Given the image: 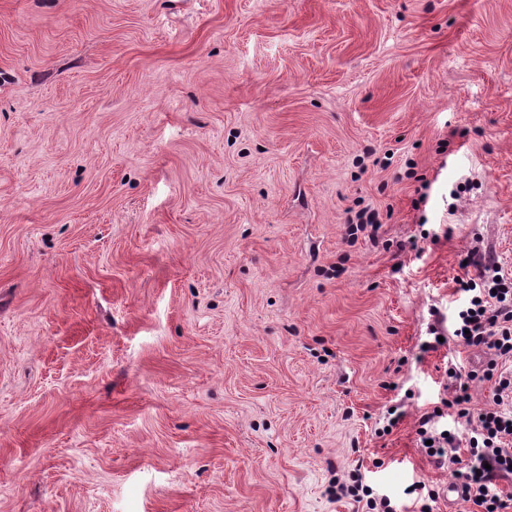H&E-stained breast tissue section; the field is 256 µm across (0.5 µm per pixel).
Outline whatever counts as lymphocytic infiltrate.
I'll return each mask as SVG.
<instances>
[{"label":"lymphocytic infiltrate","instance_id":"f902f5d3","mask_svg":"<svg viewBox=\"0 0 512 512\" xmlns=\"http://www.w3.org/2000/svg\"><path fill=\"white\" fill-rule=\"evenodd\" d=\"M468 303L459 311L453 340L482 353V371L455 380L440 407L423 412L416 433L436 467L448 468L463 502L475 512H512V496L500 482L512 480V273L497 261L479 264L475 276L456 282ZM490 383L492 403L477 411L471 406V385ZM451 414L470 426L467 452H459L454 435L436 427L437 418Z\"/></svg>","mask_w":512,"mask_h":512}]
</instances>
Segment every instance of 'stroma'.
I'll return each mask as SVG.
<instances>
[{
  "label": "stroma",
  "mask_w": 512,
  "mask_h": 512,
  "mask_svg": "<svg viewBox=\"0 0 512 512\" xmlns=\"http://www.w3.org/2000/svg\"><path fill=\"white\" fill-rule=\"evenodd\" d=\"M484 253L512 0H0V512H409ZM349 477V482L336 485L337 497L351 498L359 504L358 506L363 503L362 508L365 507L367 510H362V512H396L391 506L389 497L375 495L372 486L365 482L360 469L354 470Z\"/></svg>",
  "instance_id": "stroma-1"
}]
</instances>
